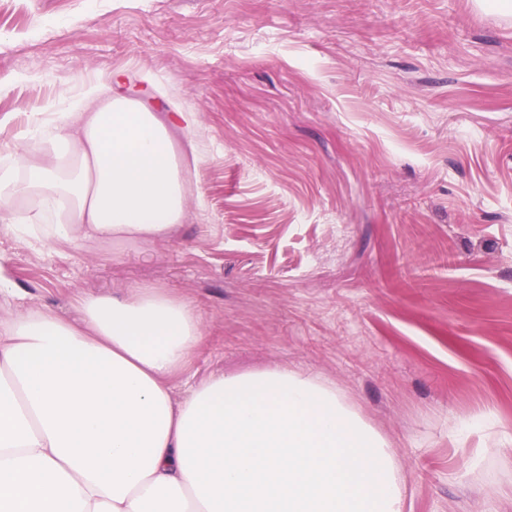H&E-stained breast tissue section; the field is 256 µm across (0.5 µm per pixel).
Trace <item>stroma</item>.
Returning <instances> with one entry per match:
<instances>
[{"mask_svg":"<svg viewBox=\"0 0 512 512\" xmlns=\"http://www.w3.org/2000/svg\"><path fill=\"white\" fill-rule=\"evenodd\" d=\"M115 71L198 114L160 242L0 235V319L156 286L202 311L176 395L322 377L387 436L407 512H512V16L476 0H0V161Z\"/></svg>","mask_w":512,"mask_h":512,"instance_id":"obj_1","label":"stroma"}]
</instances>
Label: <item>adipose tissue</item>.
<instances>
[{
	"mask_svg": "<svg viewBox=\"0 0 512 512\" xmlns=\"http://www.w3.org/2000/svg\"><path fill=\"white\" fill-rule=\"evenodd\" d=\"M116 73L35 113L37 155L0 163V232L43 241L166 239L186 217L175 136ZM34 200L28 216L18 202ZM76 319L0 320V512H406L390 441L317 376L274 367L171 385L202 347L192 303L155 287L83 293Z\"/></svg>",
	"mask_w": 512,
	"mask_h": 512,
	"instance_id": "1",
	"label": "adipose tissue"
}]
</instances>
